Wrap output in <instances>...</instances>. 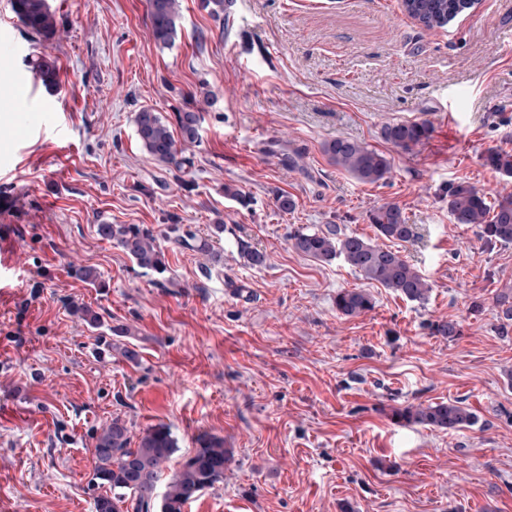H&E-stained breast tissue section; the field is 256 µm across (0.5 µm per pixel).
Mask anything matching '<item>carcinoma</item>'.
<instances>
[{
  "label": "carcinoma",
  "mask_w": 512,
  "mask_h": 512,
  "mask_svg": "<svg viewBox=\"0 0 512 512\" xmlns=\"http://www.w3.org/2000/svg\"><path fill=\"white\" fill-rule=\"evenodd\" d=\"M475 0H403L406 12L423 26L443 27L469 10ZM12 8L21 24L32 34L50 39L56 33V19L47 0H12ZM151 35L163 47L172 43L180 0H149ZM47 88L58 84L55 62L42 58L34 64ZM201 117L190 110L175 114L183 142L198 139ZM137 137L142 147L155 160L178 172L192 166V160L178 150L173 130L161 113L144 108L135 115ZM431 129L425 121H406L383 125L382 137L394 147L410 152L428 138ZM323 152L337 167L362 183L386 179L390 160L363 143L336 138L323 145ZM484 162L505 177H512V153L502 148L486 152ZM448 213L456 224H472L488 244H512V193L498 195L488 201L475 186L451 182L446 189ZM380 236L388 240L408 242L413 238L412 225L406 223L401 208L393 203L376 209L370 216ZM97 235L125 251L143 269L164 273V254L153 231L139 224L96 225ZM295 250L319 261L343 260L365 279L375 281L409 301L424 302L431 286L428 280L397 250L372 243L358 235H347L336 225L313 232H297L289 236ZM501 328L512 325V290L494 298ZM370 294L357 289H342L336 294V310L345 316H356L371 310ZM398 422L459 431L478 422V416L459 399L427 406H407L395 412ZM133 436L119 417L105 423L97 434L93 451V485L108 487L110 494L95 497L96 512H183L186 504L200 492L224 480V469L233 453L224 441L207 434L197 437L198 448L184 458L158 493V483L167 464L178 450V442L165 424L152 426L132 447Z\"/></svg>",
  "instance_id": "carcinoma-1"
}]
</instances>
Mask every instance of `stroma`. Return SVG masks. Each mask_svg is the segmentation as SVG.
Instances as JSON below:
<instances>
[{"instance_id": "stroma-1", "label": "stroma", "mask_w": 512, "mask_h": 512, "mask_svg": "<svg viewBox=\"0 0 512 512\" xmlns=\"http://www.w3.org/2000/svg\"><path fill=\"white\" fill-rule=\"evenodd\" d=\"M48 3L46 40L0 0V512H95L94 435L115 416L136 436L169 425L174 470L199 434L232 449L223 482L184 512H512V334L493 306L512 289V244L452 223L443 197L453 181L490 200L512 191L483 160L512 150V0H476L434 29L402 0H234L226 24L181 0L167 47L148 0ZM43 55L58 89L29 67ZM144 107L169 120L200 108L186 172L140 145ZM400 121L427 122L428 139L393 147L380 129ZM339 136L386 155L388 178L331 164L323 145ZM283 194L294 210L278 209ZM386 203L414 227L391 247L428 280L425 302L289 240L334 224L378 241L370 214ZM102 219L152 229L166 272L101 240ZM343 289L373 309L341 315ZM118 323L137 361L105 345ZM456 398L475 426L393 418Z\"/></svg>"}]
</instances>
